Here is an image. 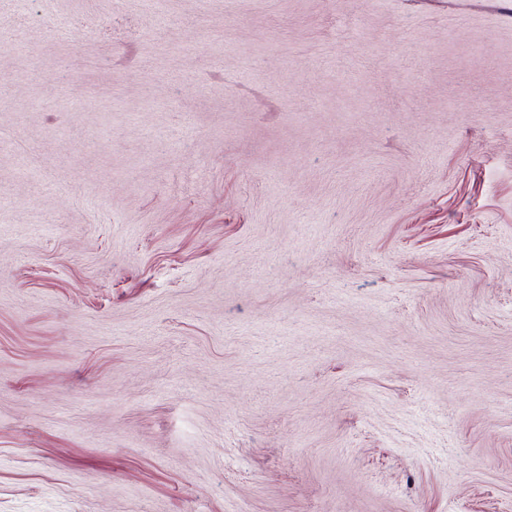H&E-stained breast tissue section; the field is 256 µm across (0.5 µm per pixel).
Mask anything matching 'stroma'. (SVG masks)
<instances>
[{"mask_svg":"<svg viewBox=\"0 0 512 512\" xmlns=\"http://www.w3.org/2000/svg\"><path fill=\"white\" fill-rule=\"evenodd\" d=\"M163 8L0 0V512H512V0Z\"/></svg>","mask_w":512,"mask_h":512,"instance_id":"35a3bbf8","label":"stroma"}]
</instances>
